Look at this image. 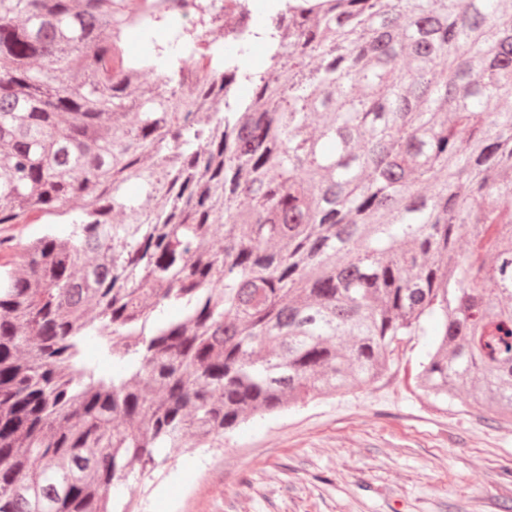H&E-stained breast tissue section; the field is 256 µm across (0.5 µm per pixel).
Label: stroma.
<instances>
[{
	"label": "stroma",
	"mask_w": 512,
	"mask_h": 512,
	"mask_svg": "<svg viewBox=\"0 0 512 512\" xmlns=\"http://www.w3.org/2000/svg\"><path fill=\"white\" fill-rule=\"evenodd\" d=\"M433 341L423 321L375 382L132 473L136 512H512V424L417 387Z\"/></svg>",
	"instance_id": "obj_1"
}]
</instances>
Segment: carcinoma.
Returning a JSON list of instances; mask_svg holds the SVG:
<instances>
[{"label":"carcinoma","instance_id":"cac0c4a2","mask_svg":"<svg viewBox=\"0 0 512 512\" xmlns=\"http://www.w3.org/2000/svg\"><path fill=\"white\" fill-rule=\"evenodd\" d=\"M284 5L197 67L219 0L192 37L0 0V224H69L0 272V512H134L133 471L375 380L424 317L419 387L512 423V0Z\"/></svg>","mask_w":512,"mask_h":512}]
</instances>
